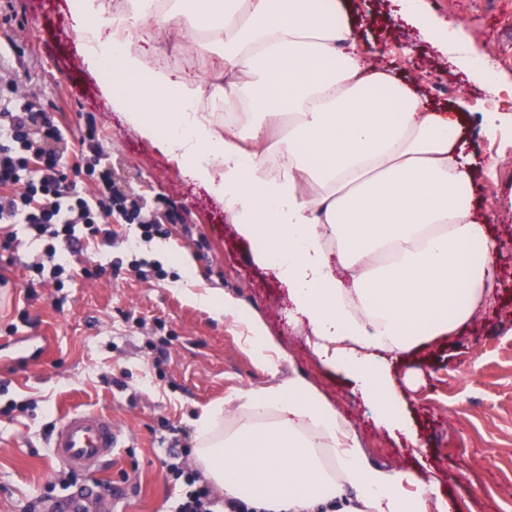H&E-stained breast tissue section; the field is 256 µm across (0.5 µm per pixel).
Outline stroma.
Masks as SVG:
<instances>
[{"mask_svg": "<svg viewBox=\"0 0 512 512\" xmlns=\"http://www.w3.org/2000/svg\"><path fill=\"white\" fill-rule=\"evenodd\" d=\"M435 17L457 20L473 59H487L500 98L512 93V0H421ZM349 21L369 64L398 74L431 106L461 112L462 147L471 163L473 201L498 244L494 291L455 336L398 353L391 364L404 412L420 447L379 427L347 373L325 367L307 325L291 316L288 286L254 259L224 205L183 177L175 163L111 110L80 63L66 0H0V49L23 65L10 86L34 94L66 137L55 148L72 159L95 132L101 164L115 185L159 223L141 227L112 217V244L71 253L15 225L14 252L0 253V512H36L95 480L115 491L126 512H177L185 485L164 467L169 450L193 464L197 421L224 404V432L242 410L231 398L301 377L347 422L368 460L384 470L427 466L434 490L459 512H512V127L487 134L480 116L487 87L455 66L396 14L393 0H350ZM182 221H167L168 210ZM75 267L106 265L35 290L28 265L48 247ZM157 276L140 277L143 264ZM217 293L238 300V317L203 305ZM266 326L272 367L259 364L245 324ZM112 414L125 431L111 460L60 476L48 447L68 411Z\"/></svg>", "mask_w": 512, "mask_h": 512, "instance_id": "1", "label": "stroma"}]
</instances>
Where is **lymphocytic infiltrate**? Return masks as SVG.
I'll use <instances>...</instances> for the list:
<instances>
[{
    "label": "lymphocytic infiltrate",
    "instance_id": "f902f5d3",
    "mask_svg": "<svg viewBox=\"0 0 512 512\" xmlns=\"http://www.w3.org/2000/svg\"><path fill=\"white\" fill-rule=\"evenodd\" d=\"M32 123L44 138L63 137L52 113L27 102L15 105L0 99V224L5 227L0 233L1 251L14 249L12 227L16 224L27 225L39 237L62 236L72 243L86 240L111 245L112 214L116 211L130 223L141 225L145 237H152L156 230L153 219L117 196L109 172L98 169V145L80 143L73 164L75 171L98 174V192L89 197L64 177L62 155L43 150L29 139L26 129ZM167 469L188 488L178 512H251L244 501L215 498L207 486L199 484L196 472L181 463H168Z\"/></svg>",
    "mask_w": 512,
    "mask_h": 512
}]
</instances>
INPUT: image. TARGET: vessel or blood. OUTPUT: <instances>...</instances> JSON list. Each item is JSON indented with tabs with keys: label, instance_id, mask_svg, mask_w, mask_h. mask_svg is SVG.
<instances>
[{
	"label": "vessel or blood",
	"instance_id": "1",
	"mask_svg": "<svg viewBox=\"0 0 512 512\" xmlns=\"http://www.w3.org/2000/svg\"><path fill=\"white\" fill-rule=\"evenodd\" d=\"M124 433L110 415L86 411L66 414L51 444L59 464L81 468L86 461L104 460L121 447ZM97 486L77 489L71 495L48 503L45 512H100Z\"/></svg>",
	"mask_w": 512,
	"mask_h": 512
}]
</instances>
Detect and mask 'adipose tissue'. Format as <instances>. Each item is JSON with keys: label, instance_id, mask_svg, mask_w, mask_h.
Listing matches in <instances>:
<instances>
[{"label": "adipose tissue", "instance_id": "adipose-tissue-1", "mask_svg": "<svg viewBox=\"0 0 512 512\" xmlns=\"http://www.w3.org/2000/svg\"><path fill=\"white\" fill-rule=\"evenodd\" d=\"M78 53L111 109L180 173L222 201L238 233L275 261L325 362L351 373L378 424L411 436L388 353L453 333L486 301L497 250L472 212L456 111L438 112L367 65L336 0H71ZM115 12L114 45L94 19ZM174 29L191 78L146 45ZM142 82L140 95L125 87ZM224 104V119L211 110ZM480 253L466 258V245ZM198 421L208 478L255 512H458L409 470L373 466L336 410L300 377ZM276 409L271 426L258 419ZM333 452L326 467L320 449Z\"/></svg>", "mask_w": 512, "mask_h": 512}]
</instances>
